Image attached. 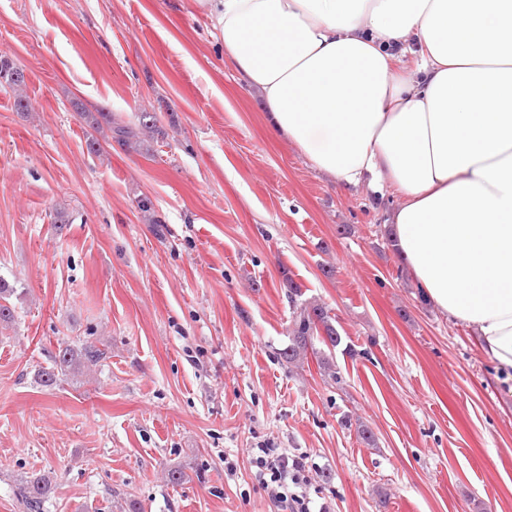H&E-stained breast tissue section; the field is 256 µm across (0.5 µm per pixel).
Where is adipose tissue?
Listing matches in <instances>:
<instances>
[{"mask_svg": "<svg viewBox=\"0 0 512 512\" xmlns=\"http://www.w3.org/2000/svg\"><path fill=\"white\" fill-rule=\"evenodd\" d=\"M273 128L399 199L424 299L512 370V0H197Z\"/></svg>", "mask_w": 512, "mask_h": 512, "instance_id": "adipose-tissue-1", "label": "adipose tissue"}]
</instances>
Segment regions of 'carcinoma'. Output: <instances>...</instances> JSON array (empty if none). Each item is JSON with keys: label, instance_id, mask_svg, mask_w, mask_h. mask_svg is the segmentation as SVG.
Wrapping results in <instances>:
<instances>
[{"label": "carcinoma", "instance_id": "cac0c4a2", "mask_svg": "<svg viewBox=\"0 0 512 512\" xmlns=\"http://www.w3.org/2000/svg\"><path fill=\"white\" fill-rule=\"evenodd\" d=\"M25 81L23 69L18 67L7 55L0 54V86L13 90L20 87ZM111 138L120 146L131 148L138 144L143 131L151 135L165 136L163 129L157 125L152 112H142L138 116V125L116 124L109 127ZM15 290L0 284V325L10 323L14 318L13 305L10 299ZM336 347L341 343L330 310L322 303L302 304L295 312L293 326L288 336V345L279 352L280 358L290 366L298 367L305 363L308 355L317 359L318 367L334 383H340L338 372L330 361L317 350L316 344ZM106 359V351L92 342H86L77 347L72 342L64 340L58 343L57 352L53 357L51 366L42 369L38 380L44 387L51 388L57 385L59 376L66 374L74 363L82 360L87 364L95 365ZM52 490V479L48 474H35L26 478L20 485L19 497L25 512H46V503Z\"/></svg>", "mask_w": 512, "mask_h": 512}]
</instances>
